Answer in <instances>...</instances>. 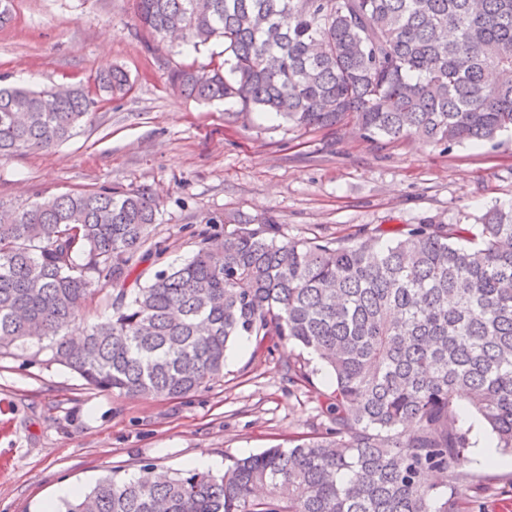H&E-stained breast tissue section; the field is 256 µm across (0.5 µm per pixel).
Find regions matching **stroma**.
Returning a JSON list of instances; mask_svg holds the SVG:
<instances>
[{
    "instance_id": "35a3bbf8",
    "label": "stroma",
    "mask_w": 512,
    "mask_h": 512,
    "mask_svg": "<svg viewBox=\"0 0 512 512\" xmlns=\"http://www.w3.org/2000/svg\"><path fill=\"white\" fill-rule=\"evenodd\" d=\"M223 50L219 40L196 50L147 46L132 0H14V19L0 28V85L76 86L118 66L132 88L69 141L0 158V203L147 190L160 207L138 266L147 280L190 260L200 231L223 238L240 217H273L289 239H333L370 224L389 240L407 224H474L489 207L512 208L510 136L446 153L418 139L382 148L348 126L305 132L169 86L171 68L207 65ZM49 357L34 342L0 355V512H39L59 485L86 489L110 470H183L197 454L221 472L229 458L317 426L331 392L311 354L251 336L230 346L222 378L175 400L91 388ZM302 362L314 392L289 380ZM475 472L486 489L474 512H512V466Z\"/></svg>"
}]
</instances>
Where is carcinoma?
Returning a JSON list of instances; mask_svg holds the SVG:
<instances>
[{"instance_id":"cac0c4a2","label":"carcinoma","mask_w":512,"mask_h":512,"mask_svg":"<svg viewBox=\"0 0 512 512\" xmlns=\"http://www.w3.org/2000/svg\"><path fill=\"white\" fill-rule=\"evenodd\" d=\"M134 2L155 38L223 39L207 76L168 73L199 101L305 131L350 122L383 146L415 137L448 152L512 132V0ZM97 83L130 90L119 68ZM96 105L74 89L0 86V157L60 145ZM157 214L144 189L0 209V351L43 343L92 388L164 400L209 387L241 336L292 341L331 373L326 422L220 474L105 476L58 512H469L480 478L465 469L459 413L512 452V210L488 209L474 242L436 220L383 244L367 224L281 240L270 217L237 219L222 248L203 241L142 284ZM95 283L117 301L76 343L64 329Z\"/></svg>"}]
</instances>
